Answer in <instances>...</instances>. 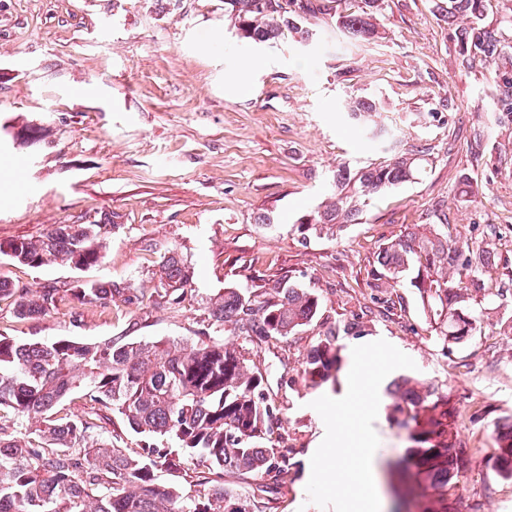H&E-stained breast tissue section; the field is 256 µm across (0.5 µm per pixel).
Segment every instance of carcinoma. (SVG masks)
Listing matches in <instances>:
<instances>
[{"instance_id":"1","label":"carcinoma","mask_w":512,"mask_h":512,"mask_svg":"<svg viewBox=\"0 0 512 512\" xmlns=\"http://www.w3.org/2000/svg\"><path fill=\"white\" fill-rule=\"evenodd\" d=\"M384 0H365V8L336 17V28L358 40L380 38L378 16ZM447 17L461 14L462 48L491 58L501 38L481 27L487 0H437ZM330 10L312 0H224V15L239 38L256 44L289 33L302 45L317 32L307 17ZM375 99L349 104L370 139L387 134L376 118ZM415 157L394 156L385 164L357 171L341 164L334 189L302 216V238L334 237L355 223L362 198L416 179ZM112 228V214L94 224H56L40 238L0 241V258L37 268L48 264L76 269L103 259L102 234ZM495 263L490 244L457 245L448 225L429 233L409 232L378 254V278L399 288L408 274L444 347L461 345L481 332L491 308L477 301L486 292L484 275ZM191 261L176 247L160 256L154 293L184 292L193 285ZM126 285L112 280L79 283L70 297L80 304L130 301ZM12 298L20 319H35L58 308L54 288L22 291L0 275V299ZM206 311L215 335L160 340L118 336L82 343L61 338L20 343L0 335V512H253L254 501L202 475L199 490L186 497L174 485L156 482L154 471L198 460L208 472L262 477L289 472L288 458L274 452L273 438L285 440L282 409L265 394L264 376L250 363L246 345L258 339L282 340L320 328L319 339L301 362L299 377L311 390L336 386L344 358L338 337L359 327L356 321L330 322L313 291L286 276L271 291L228 285L209 298ZM81 391L104 411L116 412L136 434L147 439L132 457L96 437L98 425L57 417L56 408ZM389 422L407 432L405 468L426 474L435 495L448 499L459 481L466 449L452 431L455 411L445 406L433 381L401 376L389 389ZM11 414L27 422V435L14 434ZM491 456L499 476L512 481V416L494 428ZM180 454L172 456L167 444Z\"/></svg>"}]
</instances>
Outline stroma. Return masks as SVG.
<instances>
[{
  "instance_id": "stroma-1",
  "label": "stroma",
  "mask_w": 512,
  "mask_h": 512,
  "mask_svg": "<svg viewBox=\"0 0 512 512\" xmlns=\"http://www.w3.org/2000/svg\"><path fill=\"white\" fill-rule=\"evenodd\" d=\"M379 23L381 38L359 41L321 15L310 46L288 35L255 45L225 24L224 0H0V240L112 215L98 266L0 259L18 288L62 298L36 319L1 300L0 335L194 338L211 332L205 306L218 290L291 277L320 296L326 316H358L362 331L338 339L346 365L333 393L296 376L314 331L249 344L291 434L276 445L291 467L278 478L227 473L225 486L254 494L259 512H338L353 498L354 488L320 478L323 426L311 406L336 401L360 345L375 341L391 361L369 382L377 458L409 445L387 418V385L402 374L432 379L469 451L437 512H512V483L489 462L494 425L512 415V114L489 79L512 72V49L492 59L463 52L465 16L446 18L434 0H385ZM244 71L248 87L231 90ZM360 97L381 101L384 142L367 140L347 111ZM32 124L45 129L39 143L12 137ZM416 150L428 160L419 178L367 198L340 236L301 238L296 224L331 190L338 164L379 166ZM267 212L275 224H256ZM434 224L464 241L495 227L485 280L507 288L481 335L451 351L437 343L417 289L377 277L385 243ZM173 246L193 264V287L175 300L141 297ZM102 279L129 285L130 303L70 299L76 282Z\"/></svg>"
}]
</instances>
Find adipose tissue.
<instances>
[{"label": "adipose tissue", "mask_w": 512, "mask_h": 512, "mask_svg": "<svg viewBox=\"0 0 512 512\" xmlns=\"http://www.w3.org/2000/svg\"><path fill=\"white\" fill-rule=\"evenodd\" d=\"M387 360L378 348L365 350L352 364L353 378L344 395L336 405L316 404L315 413L324 424L337 423L357 426L359 430L358 445L343 448L338 444V437L332 431L323 434V453L331 459L332 464L324 473L327 483H350L362 494L366 512H379L380 494L374 468V440L366 425L370 416L371 395L366 386L369 376L382 371Z\"/></svg>", "instance_id": "ef3b65f1"}]
</instances>
